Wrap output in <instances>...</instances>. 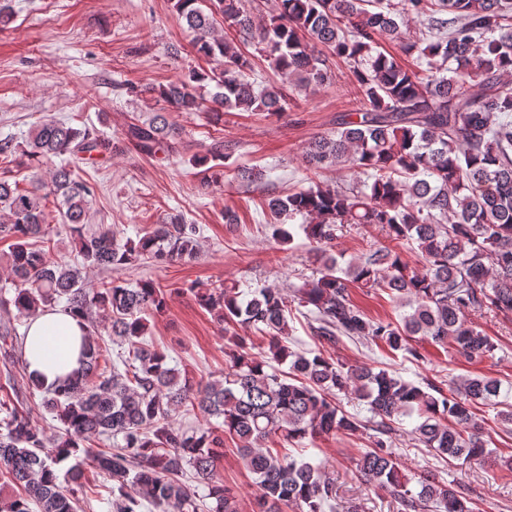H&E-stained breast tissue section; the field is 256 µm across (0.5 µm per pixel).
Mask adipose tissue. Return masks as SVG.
Segmentation results:
<instances>
[{"label":"adipose tissue","instance_id":"ef3b65f1","mask_svg":"<svg viewBox=\"0 0 512 512\" xmlns=\"http://www.w3.org/2000/svg\"><path fill=\"white\" fill-rule=\"evenodd\" d=\"M87 328L83 320L59 308L31 318L25 329V358L31 373L51 385L69 378L80 366Z\"/></svg>","mask_w":512,"mask_h":512}]
</instances>
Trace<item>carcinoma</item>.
Returning <instances> with one entry per match:
<instances>
[{
    "instance_id": "1",
    "label": "carcinoma",
    "mask_w": 512,
    "mask_h": 512,
    "mask_svg": "<svg viewBox=\"0 0 512 512\" xmlns=\"http://www.w3.org/2000/svg\"><path fill=\"white\" fill-rule=\"evenodd\" d=\"M174 9L194 34L196 52L220 68L191 69L158 88L171 112L198 110V91L210 86L214 112L277 114L288 109L295 91L332 83L328 56L351 63L358 85L354 108L335 132L309 143L306 158L323 168L346 163L365 179L347 186L314 184L268 202L277 216L309 220L300 228L314 243L317 277L301 290L299 303L314 307L316 335L328 344L342 336L381 342L414 357L415 336L452 343L468 360L493 352L491 337L467 316L485 308L512 311V89L500 82L512 72V0H403L397 14L383 0H276L263 25L243 0H174ZM445 13L451 18H441ZM403 14L428 18L438 37L404 40ZM218 15L244 41L260 45L276 71L296 79L293 92L254 88L245 76L250 60L215 35ZM387 40L416 55L417 69L406 70L380 51ZM177 135L163 112L126 133L146 155L175 152ZM102 151L112 152V139L54 118L37 122L22 150L13 138L0 139L1 157L19 153L31 168L60 159L49 179L30 189L0 179V212L6 217L0 237L13 239L6 262L13 297L0 301V337L17 336L14 321L48 307L78 312L88 327L74 377L48 386L27 377L59 422V434L48 436L17 408L0 419V474L20 488L0 499V512H32L33 504L39 512H77L75 493L86 489L88 468L112 478V512H141L146 501L160 512H197L193 492L179 480L187 467L207 486L214 501L210 512H239L236 496L217 477L226 435L237 441L239 457L255 477L259 512H324L336 500L335 479L321 465L274 452L267 443L356 431L360 420L335 401L336 393L348 390L368 406L375 423L372 446L357 461L360 477L400 500L404 512H471L451 484L422 478L408 487L390 439L399 418L414 415V440L437 455L465 461L490 456L474 407L498 404V379L457 378L447 397L439 387L429 383L424 389L395 371L346 367L320 352L295 351L287 345L288 297L280 289L243 296L236 286L220 284L189 291L217 312L224 329L240 325L264 334L268 353L255 356L237 337L224 373L196 382L140 341L147 333L144 315L165 308L160 286L143 281L134 288L117 282L89 288L82 268L34 247L32 238L51 242L52 197L88 269L197 255L195 225L175 216L123 244L110 227H89L95 187L79 177L76 164ZM223 159L224 142L216 141L192 164L206 175L211 163ZM351 224L378 225L416 252L421 268L386 246L341 265L337 231ZM353 286L378 288L405 301L409 311L396 324L373 319L350 299ZM94 308L112 313V337L128 344L122 370L115 364L99 370ZM282 365L288 371L279 370ZM195 409L206 426L174 423L175 415ZM104 435L120 436L123 444L111 451L90 446Z\"/></svg>"
}]
</instances>
